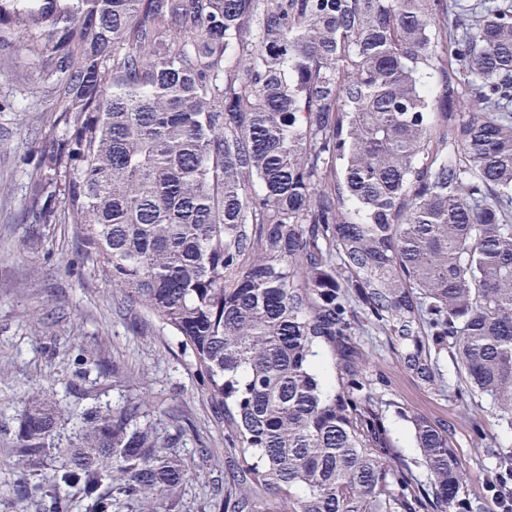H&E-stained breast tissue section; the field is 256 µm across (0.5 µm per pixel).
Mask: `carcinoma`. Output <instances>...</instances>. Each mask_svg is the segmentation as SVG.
I'll return each mask as SVG.
<instances>
[{"instance_id": "obj_1", "label": "carcinoma", "mask_w": 512, "mask_h": 512, "mask_svg": "<svg viewBox=\"0 0 512 512\" xmlns=\"http://www.w3.org/2000/svg\"><path fill=\"white\" fill-rule=\"evenodd\" d=\"M66 127L39 148L38 224L180 336L235 456L226 512H462L452 428L393 454L355 336L512 431V0H0ZM152 401L95 410L22 499L170 512L188 474ZM59 405L34 389L13 467L41 470Z\"/></svg>"}]
</instances>
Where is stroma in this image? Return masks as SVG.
Returning <instances> with one entry per match:
<instances>
[{
	"instance_id": "stroma-1",
	"label": "stroma",
	"mask_w": 512,
	"mask_h": 512,
	"mask_svg": "<svg viewBox=\"0 0 512 512\" xmlns=\"http://www.w3.org/2000/svg\"><path fill=\"white\" fill-rule=\"evenodd\" d=\"M40 91L30 58L0 67V102H32ZM49 112H30L24 125L0 112V512H47L46 502L20 500L11 466L13 434L24 393L37 387L59 405L54 443L67 447L88 411L115 408L150 394L148 418L159 436L189 463L171 512H224L230 468L223 425L201 393L202 379L179 336L113 289L85 262L69 224H37L27 208L39 174V147L49 131L64 133ZM377 391L389 402L384 423L407 461L417 463L412 426L419 413L449 423L456 451L470 473L476 512H498L487 490L512 452V433L495 424L489 406L462 404L422 384L400 364L386 336L358 337Z\"/></svg>"
}]
</instances>
